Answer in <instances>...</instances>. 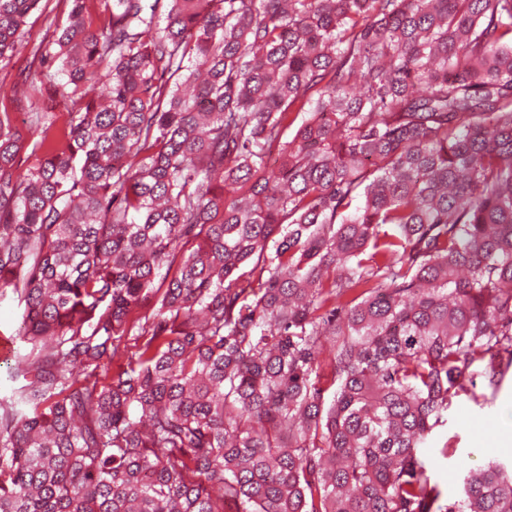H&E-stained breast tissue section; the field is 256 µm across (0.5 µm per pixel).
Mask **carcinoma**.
<instances>
[{"mask_svg":"<svg viewBox=\"0 0 512 512\" xmlns=\"http://www.w3.org/2000/svg\"><path fill=\"white\" fill-rule=\"evenodd\" d=\"M57 6L66 111L0 107V512H512L431 445L512 366V0ZM20 308L18 300L11 292L0 296V338L8 340L12 337L13 342L17 332Z\"/></svg>","mask_w":512,"mask_h":512,"instance_id":"cac0c4a2","label":"carcinoma"}]
</instances>
